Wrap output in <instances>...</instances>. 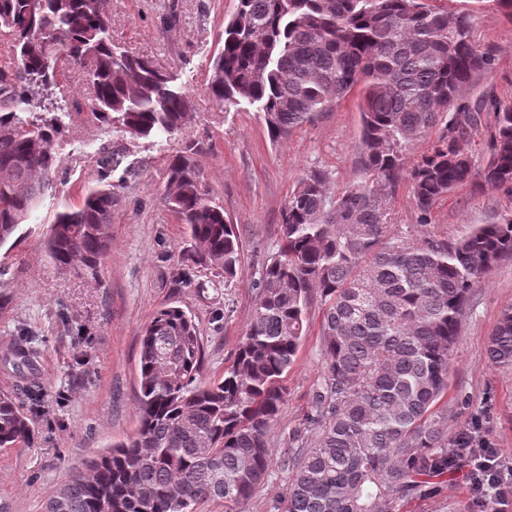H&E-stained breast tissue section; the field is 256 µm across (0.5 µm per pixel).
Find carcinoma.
I'll return each mask as SVG.
<instances>
[{"label": "carcinoma", "instance_id": "obj_1", "mask_svg": "<svg viewBox=\"0 0 512 512\" xmlns=\"http://www.w3.org/2000/svg\"><path fill=\"white\" fill-rule=\"evenodd\" d=\"M110 0H0V35L14 59L0 72V247L26 223L55 169L63 121L18 114L30 85L55 83L85 65L90 112L135 137L183 130L187 95L151 60L112 42ZM492 51L472 38L457 8L425 0H238L212 59L210 94L225 108L258 107L276 142L361 91L359 180L330 191L313 169L289 196L281 245L263 266L256 307L224 376L197 380L200 331L178 306L159 309L139 355V429L59 485L46 512H196L219 499L239 503L289 475L279 512H394L448 473V373L471 289L512 257V216L449 240L388 230L385 202L411 185L420 223L437 200L466 185L512 194V104L493 98L455 106L459 92L492 68ZM492 114L487 158L476 167L468 141ZM439 131L411 166L412 142ZM190 142L166 166L164 200L187 227L189 266H210L231 282L242 243L207 186ZM112 189L86 191L56 215L50 258L96 274L112 246ZM320 302L323 372L309 423L274 457L270 424L284 403L283 378ZM41 350L23 336L10 360L28 369ZM489 361L512 367V308L486 344ZM31 418L0 395V449L31 444Z\"/></svg>", "mask_w": 512, "mask_h": 512}]
</instances>
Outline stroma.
<instances>
[{
	"mask_svg": "<svg viewBox=\"0 0 512 512\" xmlns=\"http://www.w3.org/2000/svg\"><path fill=\"white\" fill-rule=\"evenodd\" d=\"M236 0H112L113 41L153 60L193 103L186 128L135 138L95 120L84 68L73 64L49 89L33 88L36 116H62L65 131L55 142L56 167L26 231L0 247V394L33 384L24 397L34 436L24 448L0 450V506L6 512H45L55 488L83 464L109 452L138 427L135 395L139 340L153 314L172 304L186 310L202 336V380L221 378L232 363L255 308L254 282L280 245L281 213L300 179L326 170L331 189L358 179L361 135L359 90L332 111L272 142L254 106L227 110L209 93L211 60L224 18ZM470 16L472 35L492 47L495 64L467 87L463 101L488 91L512 101V21L490 0H456ZM205 143L198 157L213 198L221 202L243 245L242 272L225 282L207 267L187 268L184 226L164 203L165 169L189 141ZM121 158L109 178L120 198L112 209V248L97 274L63 268L46 254L43 240L57 212L78 206L99 186V159ZM512 215V195L465 186L434 205L421 227L411 188L400 182L388 205L392 232L448 238L475 225ZM512 307V260L502 262L473 289L448 374V435L481 422V434L512 459V369L493 366L484 344L501 311ZM320 305L309 311V328L295 363L283 380L285 401L269 438L282 453L294 435L307 432L313 392L322 374ZM40 339L35 369L6 362L22 331ZM289 476L271 482L240 504L206 502L197 512H277ZM464 471L455 470L426 492L403 502L399 512H481Z\"/></svg>",
	"mask_w": 512,
	"mask_h": 512,
	"instance_id": "35a3bbf8",
	"label": "stroma"
}]
</instances>
